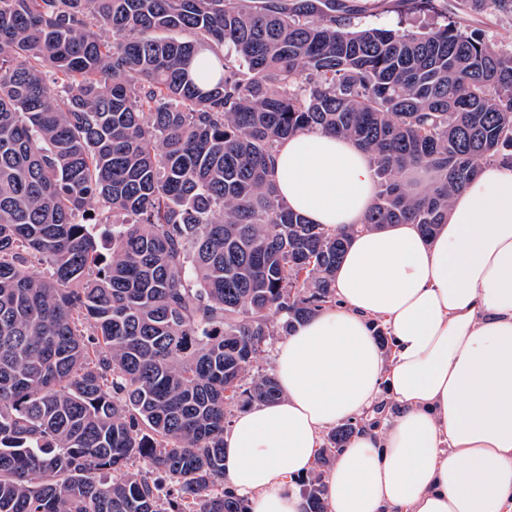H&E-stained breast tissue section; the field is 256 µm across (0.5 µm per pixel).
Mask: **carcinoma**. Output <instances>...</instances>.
I'll list each match as a JSON object with an SVG mask.
<instances>
[{
	"label": "carcinoma",
	"instance_id": "cac0c4a2",
	"mask_svg": "<svg viewBox=\"0 0 512 512\" xmlns=\"http://www.w3.org/2000/svg\"><path fill=\"white\" fill-rule=\"evenodd\" d=\"M364 11L0 0V512H248L224 488V429L239 402L279 398L273 375L245 381L270 338L335 302L358 230L430 237L480 165L512 163V49L459 22L512 0H455L427 32L353 27ZM313 130L372 157L359 227L277 194L272 152ZM408 168L437 181L410 195ZM118 214L105 258L93 225ZM302 487L324 512L322 473Z\"/></svg>",
	"mask_w": 512,
	"mask_h": 512
}]
</instances>
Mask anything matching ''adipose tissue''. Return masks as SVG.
Returning <instances> with one entry per match:
<instances>
[{
	"label": "adipose tissue",
	"instance_id": "1",
	"mask_svg": "<svg viewBox=\"0 0 512 512\" xmlns=\"http://www.w3.org/2000/svg\"><path fill=\"white\" fill-rule=\"evenodd\" d=\"M271 167L288 207L332 231L374 203L371 159L348 139L285 138ZM333 289L278 346L279 399L225 430L226 488L249 512H305L297 481L324 433L362 418L325 475L326 512H512V165L481 166L433 237L356 234Z\"/></svg>",
	"mask_w": 512,
	"mask_h": 512
}]
</instances>
